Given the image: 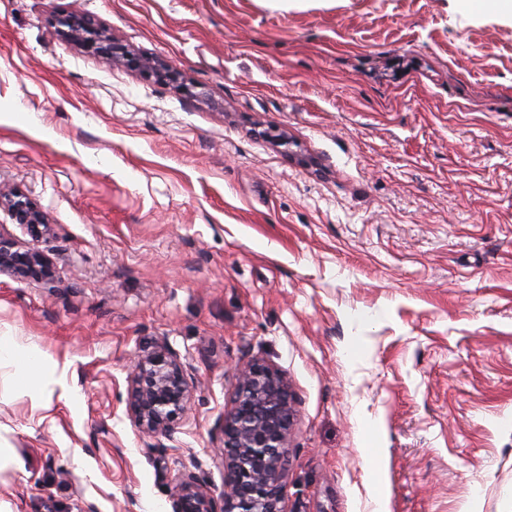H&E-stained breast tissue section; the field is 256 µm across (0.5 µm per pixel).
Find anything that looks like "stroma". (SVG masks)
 <instances>
[{
  "label": "stroma",
  "instance_id": "obj_1",
  "mask_svg": "<svg viewBox=\"0 0 512 512\" xmlns=\"http://www.w3.org/2000/svg\"><path fill=\"white\" fill-rule=\"evenodd\" d=\"M88 13L198 99L57 32ZM0 191L54 281L0 274L12 512H170L224 490L235 369L288 380V512H512V17L462 0H0ZM197 381L173 437L127 411L140 345ZM2 208L7 209L16 223L24 226L32 237L39 238L49 230L50 225L44 213L19 193L4 194L0 191V209ZM20 362V381L37 388L42 374L38 351L22 345L17 336L0 333V365Z\"/></svg>",
  "mask_w": 512,
  "mask_h": 512
}]
</instances>
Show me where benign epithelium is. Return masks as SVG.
<instances>
[{
	"mask_svg": "<svg viewBox=\"0 0 512 512\" xmlns=\"http://www.w3.org/2000/svg\"><path fill=\"white\" fill-rule=\"evenodd\" d=\"M62 33L84 51L109 61H121L148 80L169 84L191 95L193 86L165 61L135 53L113 39L89 16L59 20ZM39 238L47 233L46 216L28 198L0 192V209ZM36 277L50 284L53 272L40 253L24 250L0 232V273ZM194 378L180 355L164 337L137 352L128 380V411L148 436H170L191 409ZM293 405L288 382L281 372L259 360L236 368L232 410L224 416L221 455L227 475L222 505L189 468H184L172 493V512H285L288 441Z\"/></svg>",
	"mask_w": 512,
	"mask_h": 512,
	"instance_id": "benign-epithelium-1",
	"label": "benign epithelium"
}]
</instances>
